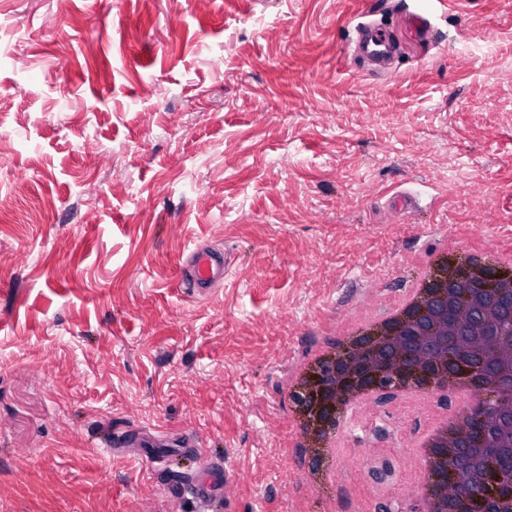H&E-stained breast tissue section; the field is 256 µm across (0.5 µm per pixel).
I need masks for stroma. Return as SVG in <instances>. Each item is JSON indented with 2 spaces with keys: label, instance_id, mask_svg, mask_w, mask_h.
I'll return each mask as SVG.
<instances>
[{
  "label": "stroma",
  "instance_id": "obj_1",
  "mask_svg": "<svg viewBox=\"0 0 512 512\" xmlns=\"http://www.w3.org/2000/svg\"><path fill=\"white\" fill-rule=\"evenodd\" d=\"M511 80L512 0H0V512H202L146 460L185 434L229 512H416L411 445L459 394H375L330 471L288 385L445 233L512 244ZM358 49L379 63H385L392 53V44L384 35L375 31L369 23L360 22L355 28ZM228 272L223 252L194 249L180 273L179 286L193 293L207 296L213 285L224 279Z\"/></svg>",
  "mask_w": 512,
  "mask_h": 512
}]
</instances>
